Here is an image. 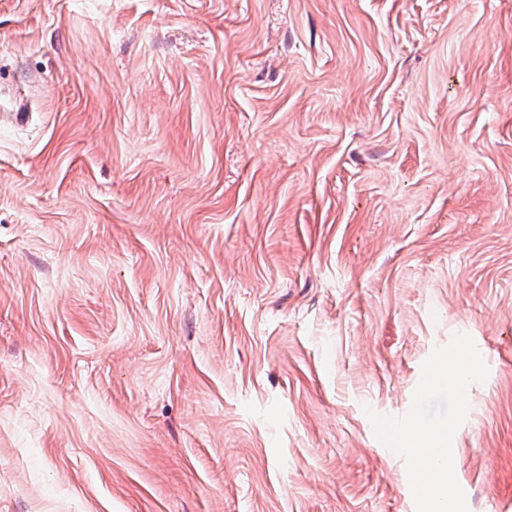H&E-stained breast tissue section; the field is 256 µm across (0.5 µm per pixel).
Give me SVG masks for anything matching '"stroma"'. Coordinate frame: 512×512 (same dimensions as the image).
<instances>
[{
    "instance_id": "obj_1",
    "label": "stroma",
    "mask_w": 512,
    "mask_h": 512,
    "mask_svg": "<svg viewBox=\"0 0 512 512\" xmlns=\"http://www.w3.org/2000/svg\"><path fill=\"white\" fill-rule=\"evenodd\" d=\"M457 333L512 512V0H0V512H415Z\"/></svg>"
}]
</instances>
